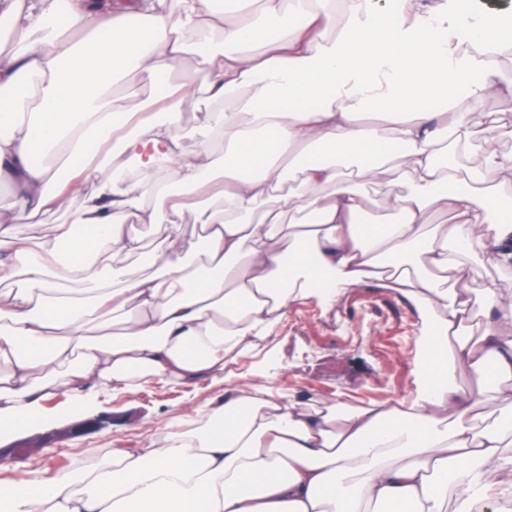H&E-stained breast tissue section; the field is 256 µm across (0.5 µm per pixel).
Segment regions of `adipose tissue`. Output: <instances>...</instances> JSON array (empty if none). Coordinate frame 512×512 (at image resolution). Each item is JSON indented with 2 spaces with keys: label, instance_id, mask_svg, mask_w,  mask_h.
Listing matches in <instances>:
<instances>
[{
  "label": "adipose tissue",
  "instance_id": "obj_1",
  "mask_svg": "<svg viewBox=\"0 0 512 512\" xmlns=\"http://www.w3.org/2000/svg\"><path fill=\"white\" fill-rule=\"evenodd\" d=\"M59 1L0 0V33L14 39L0 51V180L15 185L0 196L1 429L23 424L52 389L195 382L259 347L295 302L331 304L386 267L434 323L418 388L397 406L318 407L242 382L219 406H199L203 430L176 419V431L136 455L113 449L79 482L25 478L1 486L0 500L11 512H492L511 499L512 289L487 290L477 313L443 282L465 256L512 264V152L498 146L512 118L482 110L512 96V21L430 0H227L221 12L215 0L93 10L63 0L83 32L73 39L51 25ZM212 30L220 40L203 80L151 98L154 120H137L114 93L121 78L134 69L155 85ZM197 94L212 107L195 128L203 149L189 156L182 107ZM475 119L486 135L462 178L456 157ZM387 130L412 190L374 204L335 162L383 156ZM219 140L220 165L206 150ZM108 141L111 154L86 150ZM40 145L84 160L59 178L34 163ZM308 150L320 159L300 166L306 198L277 199L303 214L291 232L263 207L284 159ZM130 164L141 180L128 178ZM158 170L172 182L148 183ZM436 206L451 223L441 237L428 228ZM22 211L69 218L37 250L14 226ZM141 223L165 237L156 272L131 278L121 263L141 253ZM106 322L115 332L88 335ZM458 362L500 395L496 426L477 427L478 395L452 377Z\"/></svg>",
  "mask_w": 512,
  "mask_h": 512
}]
</instances>
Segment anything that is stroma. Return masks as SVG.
Segmentation results:
<instances>
[{
    "label": "stroma",
    "mask_w": 512,
    "mask_h": 512,
    "mask_svg": "<svg viewBox=\"0 0 512 512\" xmlns=\"http://www.w3.org/2000/svg\"><path fill=\"white\" fill-rule=\"evenodd\" d=\"M456 288L482 300L486 289L511 288L512 267L467 261ZM427 324L421 309L396 289L369 281L329 307L295 303L258 351L225 362L191 384H150L129 395L57 390L30 421L0 432V482L60 474L114 448L138 453L169 432L173 418L205 401L220 403L236 379L267 375L282 394L332 403L391 407L415 387Z\"/></svg>",
    "instance_id": "stroma-1"
}]
</instances>
